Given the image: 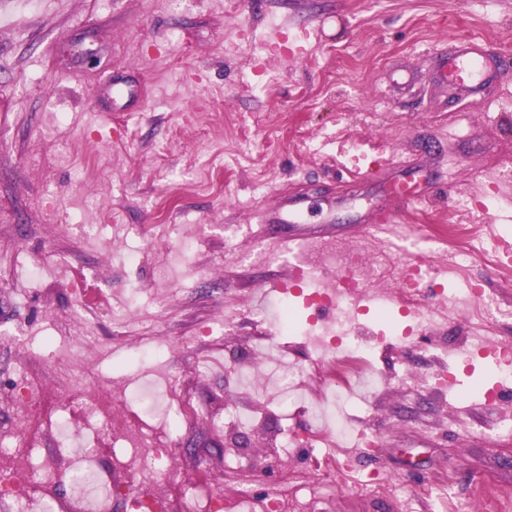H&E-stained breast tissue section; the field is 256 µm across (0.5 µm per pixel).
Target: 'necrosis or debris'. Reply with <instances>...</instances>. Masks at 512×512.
<instances>
[{"label": "necrosis or debris", "mask_w": 512, "mask_h": 512, "mask_svg": "<svg viewBox=\"0 0 512 512\" xmlns=\"http://www.w3.org/2000/svg\"><path fill=\"white\" fill-rule=\"evenodd\" d=\"M485 213V207L460 200L454 208V224L433 225L420 240L426 244L447 240V265L452 270L462 268L477 251L489 262H497L494 245L484 242L481 218ZM325 259L335 263L343 275L342 292L330 294L316 288L308 275L314 261L306 256L295 263L299 292L315 314L330 310L335 317L313 354L289 360L279 384L286 390L314 385L319 395L339 394L347 411L361 409L351 393L352 385L379 376V345L406 340L404 331L394 324L374 341L358 335L359 315L399 310L416 326H424L427 317L419 294L425 289L447 301L459 320L490 324L512 318L511 309L493 308L483 289L474 284L458 293L447 291L426 259L417 262L410 277L399 278L386 292L373 285L376 262L364 247L339 245ZM74 292L81 303L71 321L80 344H52L36 356L21 358L18 378L0 391V401L7 404L0 415V512H29L34 504L41 512H110L116 503L122 512H318L326 492L335 489L338 477L349 469L343 449L351 439L367 448L377 446L376 433L368 427L351 435L333 434L319 426L307 439H299L288 422L294 414L306 412L301 402L271 420L265 400H254L243 408L228 397L224 422L231 431L224 437L223 468L185 456L179 446L183 433L215 416L212 400L201 392L200 372L170 376L158 393L151 386H141V394L150 397L153 407L141 415L128 407L122 382L88 374L74 388L61 382L58 369L80 360L82 343L95 335L89 316L97 309L111 310L119 341L142 353H158L174 345L186 352H223L227 323L219 320L200 332L160 336L152 325L112 310L106 296L89 293L79 283ZM230 317L252 324L247 341L255 350L275 345L287 348V337L294 330L289 321L268 328L265 313L257 308H235ZM264 425L271 440L267 456L284 469L272 490L257 493L238 480L246 466L237 450V438ZM108 440L123 443L124 449L113 453L112 478L106 482L100 478L96 450Z\"/></svg>", "instance_id": "obj_1"}]
</instances>
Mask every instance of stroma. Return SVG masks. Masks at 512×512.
<instances>
[{
  "mask_svg": "<svg viewBox=\"0 0 512 512\" xmlns=\"http://www.w3.org/2000/svg\"><path fill=\"white\" fill-rule=\"evenodd\" d=\"M479 39L500 54L498 81L466 99L432 82L438 49ZM136 75L141 100L96 96L99 82ZM379 169L357 183L353 173ZM435 187L407 224H444L458 200L488 204L512 225V0H0V248L22 245L43 268L0 280V325L64 331L74 276L171 326L151 302L171 292L195 331L232 304L265 307L264 286L293 266L239 262L262 242L253 218L278 196L304 198L305 221L333 222L362 244L368 214L393 185ZM49 224L98 225L95 236H49ZM228 225L249 227L234 240ZM512 309V282L473 256L461 275ZM86 364L138 388L189 371L178 349L147 360L110 339L109 313ZM238 326L204 382L216 409L238 389ZM445 403L389 380L363 393L375 448L351 447L349 477L322 512H398L372 500L378 469L404 490L434 484L478 512L474 487L512 488V439L496 437L512 406L487 399L497 377L481 356L459 357Z\"/></svg>",
  "mask_w": 512,
  "mask_h": 512,
  "instance_id": "obj_1",
  "label": "stroma"
}]
</instances>
